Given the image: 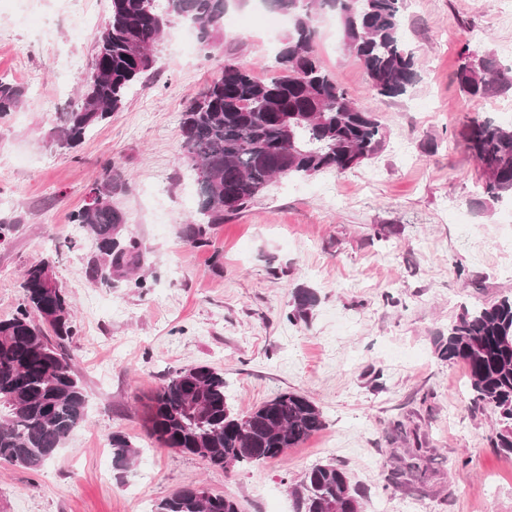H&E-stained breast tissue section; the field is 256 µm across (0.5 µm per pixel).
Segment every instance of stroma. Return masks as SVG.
Wrapping results in <instances>:
<instances>
[{
  "label": "stroma",
  "mask_w": 512,
  "mask_h": 512,
  "mask_svg": "<svg viewBox=\"0 0 512 512\" xmlns=\"http://www.w3.org/2000/svg\"><path fill=\"white\" fill-rule=\"evenodd\" d=\"M110 16L111 0H0V76L27 90L0 125V216L19 219L0 245V319L23 301L24 271L52 258L75 309L66 353L88 394L86 421L41 468L0 463V512H154L196 485L241 512H294L291 486L328 462L384 512H512V456L489 445L496 417L472 409L465 366L433 350L463 307L512 295V203L483 201L460 135L468 116L504 121L512 91L472 98L455 80L463 46L498 56L512 44V7L407 0L421 78L400 98L371 91L338 23L320 22L317 53L385 126L384 150L342 174L277 179L202 247L180 234L198 203L180 115L225 58L271 77L280 39L228 22L207 58L173 26L124 106L61 148L57 115L75 107ZM107 165L124 184L112 203L125 232L144 247L141 288L92 279L94 249L71 221ZM299 288L317 303L291 324ZM198 364L223 373L238 410L295 391L325 425L286 456L231 471L159 447L142 404ZM115 431L140 449L126 470L112 466ZM419 442L420 471L394 475L389 449Z\"/></svg>",
  "instance_id": "stroma-1"
}]
</instances>
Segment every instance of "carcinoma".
Here are the masks:
<instances>
[{
  "label": "carcinoma",
  "instance_id": "1",
  "mask_svg": "<svg viewBox=\"0 0 512 512\" xmlns=\"http://www.w3.org/2000/svg\"><path fill=\"white\" fill-rule=\"evenodd\" d=\"M251 2L112 0L91 63L98 79L82 86L72 111L60 113L61 146H77L90 128L123 106L152 68L140 50L156 49L170 24H190L210 54L223 38L224 15ZM260 2L292 21L274 58L278 74L259 80L226 58L182 112V155L196 177L199 201L181 237L194 247L207 245L208 229L244 211L273 179L342 174L383 149L384 126L355 104L319 60L320 16H336L345 48L362 64L377 95L400 97L418 82L414 53L403 43L406 0ZM464 54L455 73L463 92L485 98L512 89V71L494 55L467 49ZM25 96L24 86L0 78V121L21 108ZM462 136L479 167L481 194L512 199V124L467 117ZM72 223L95 246L92 277L125 278L141 267L142 245L124 235V216L112 204L86 203L72 214ZM49 264L43 259L25 271L24 302L0 319V462L30 470L53 458L86 420L85 388L60 351V343L76 335L74 309L62 288L45 282ZM316 302L313 292L298 289L288 322L305 319ZM434 353L441 361L465 363L472 403L496 416L491 447L512 455V295L464 310L448 324V335L434 340ZM144 416L149 437L160 446L226 471L280 457L324 427L320 408L296 392H281L247 412L234 409L224 374L202 364L171 373L144 404ZM109 447L117 467L127 468L139 456L120 431L109 436ZM291 495L296 512H366L363 492L333 463L312 466ZM155 512H240V506L233 497L188 487L162 499Z\"/></svg>",
  "mask_w": 512,
  "mask_h": 512
}]
</instances>
